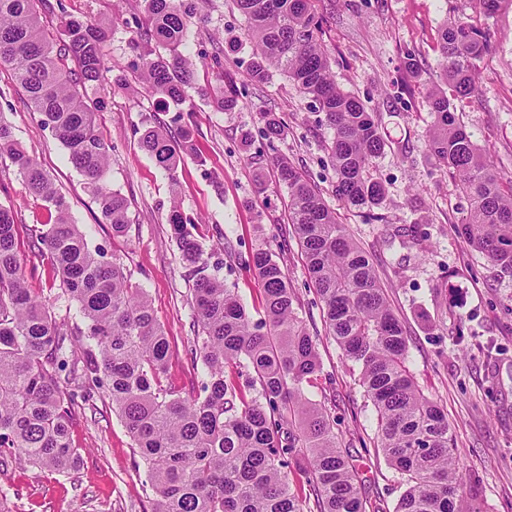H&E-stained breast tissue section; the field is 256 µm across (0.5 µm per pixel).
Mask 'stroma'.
Here are the masks:
<instances>
[{"instance_id":"35a3bbf8","label":"stroma","mask_w":512,"mask_h":512,"mask_svg":"<svg viewBox=\"0 0 512 512\" xmlns=\"http://www.w3.org/2000/svg\"><path fill=\"white\" fill-rule=\"evenodd\" d=\"M48 2L64 5L51 16L56 39H64L69 18L92 21L107 35L104 108L97 120L112 151L103 184L130 202L127 235L113 236L66 149L41 126L3 67L0 116L65 196L90 246L119 256L132 283L146 291L170 341L164 383L186 395L197 387L199 375L192 360V283L167 222L176 205L197 222L205 260L223 262L227 285L237 288L253 319L262 316L259 285L238 258L260 249L279 255L321 363L305 394L314 403L334 405L339 432L351 443L349 453L372 502L394 512L405 489L402 478L363 448L377 432L374 407L358 382V370L326 335L322 305L290 239L287 188L271 166L274 155L286 156L376 262L407 332L408 367L419 389L448 416L463 478L477 484L480 512H512V272L501 271L459 238L467 203L424 148L431 122L424 97L439 82V30L450 15L469 12V0H315L325 19L322 41L337 86L382 114L380 132L387 146L375 168L386 196L374 213L334 195L336 175L325 150L330 132L317 125L310 98L279 73L262 86L244 87L251 48L245 19L232 0H208L203 21L189 26L183 49L194 54L221 47L223 72L199 70L197 84L240 87L239 104L222 112L197 91L190 95L195 110L184 121L176 107L160 105L132 77L138 0ZM486 24L496 42L478 63L477 92L467 97L452 92L448 98L473 141L490 149L497 168L512 176V10L487 18ZM409 54L417 60L418 75L406 87L402 62ZM268 112L288 124L286 136L271 150L263 139ZM147 125L164 127L175 137L189 127L196 155L185 157L174 172L158 168L138 145ZM0 204L16 214L29 288L49 297L56 316L65 317L70 301L54 288L39 253L29 247L33 229L47 221V205L29 193L5 156L0 157ZM71 437L82 456L79 470L50 475L10 465L0 472V512H150L153 494L142 489L145 466L108 397L78 401Z\"/></svg>"}]
</instances>
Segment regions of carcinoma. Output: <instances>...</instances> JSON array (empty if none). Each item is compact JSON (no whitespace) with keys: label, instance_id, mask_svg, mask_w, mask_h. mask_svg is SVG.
Returning <instances> with one entry per match:
<instances>
[{"label":"carcinoma","instance_id":"obj_1","mask_svg":"<svg viewBox=\"0 0 512 512\" xmlns=\"http://www.w3.org/2000/svg\"><path fill=\"white\" fill-rule=\"evenodd\" d=\"M39 0H0V67L9 68L41 125L67 150L70 163L122 236L129 202L102 177L110 146L98 129L104 100L91 95L104 79L105 33L70 19L56 40L38 11ZM135 22V79L162 102L185 103L196 89L198 66L222 67L219 50L185 55L187 29L207 0H139ZM253 46L247 81L259 86L274 72L318 104L331 130L328 156L336 195L355 207H378L385 188L375 160L386 142L377 113L341 90L320 39L323 20L314 0H233ZM486 18L512 0H472ZM493 35L474 16L454 15L440 34V80L459 95L475 90L477 62ZM237 91L219 89L222 111L237 106ZM431 124L425 150L451 174L467 211L458 234L493 265L512 272V177L502 174L471 138L440 87L426 97ZM285 124L267 116L269 146ZM140 148L166 172L195 154L190 128L175 139L145 126ZM8 154L31 194L54 208L33 248L74 302L83 326L58 320L47 299L33 294L23 270L11 208L0 204V466L19 460L50 474L80 463L70 438L75 393H105L146 465L152 512H308L289 474L309 475L316 512H369L366 492L336 433V416L306 397L303 384L320 371L315 340L299 317L288 273L268 251L244 261L262 293L264 318L253 320L220 267L205 273L202 245L178 206L167 217L179 259L195 276L192 288L194 362L200 392L183 396L163 384L170 345L142 288L123 264L92 248L65 198L41 165L19 146L0 118V155ZM288 190V222L323 303V318L345 359L360 368V383L377 419L373 454L384 456L406 490L396 512H463L462 468L448 418L416 385L406 366V331L392 309L373 260L338 223L336 212L286 157L274 158Z\"/></svg>","mask_w":512,"mask_h":512}]
</instances>
